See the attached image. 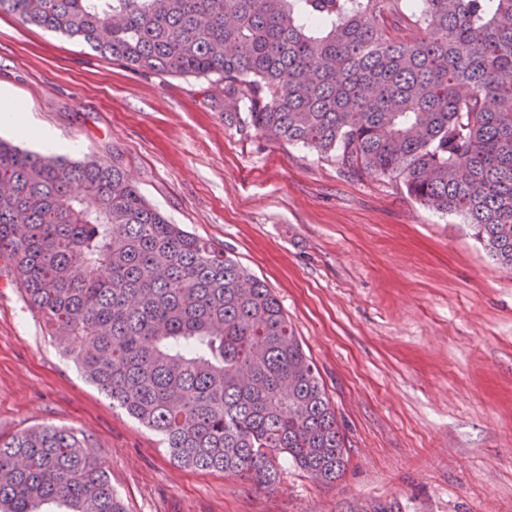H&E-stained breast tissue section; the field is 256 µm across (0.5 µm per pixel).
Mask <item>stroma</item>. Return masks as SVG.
<instances>
[{"instance_id":"1","label":"stroma","mask_w":512,"mask_h":512,"mask_svg":"<svg viewBox=\"0 0 512 512\" xmlns=\"http://www.w3.org/2000/svg\"><path fill=\"white\" fill-rule=\"evenodd\" d=\"M0 89L65 156L119 159L172 223L264 281L345 438L336 483L180 467L60 350L0 260V436L88 437L127 512H512V271L383 176L224 119L206 80L142 74L0 14Z\"/></svg>"}]
</instances>
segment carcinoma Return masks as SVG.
<instances>
[{
  "label": "carcinoma",
  "mask_w": 512,
  "mask_h": 512,
  "mask_svg": "<svg viewBox=\"0 0 512 512\" xmlns=\"http://www.w3.org/2000/svg\"><path fill=\"white\" fill-rule=\"evenodd\" d=\"M135 70L209 81L226 118L402 182L512 270V0H0ZM423 29L391 38L387 15ZM0 258L62 353L180 465L336 481L344 436L277 298L150 206L117 160L0 140ZM126 512L84 434L0 439V512Z\"/></svg>",
  "instance_id": "1"
}]
</instances>
